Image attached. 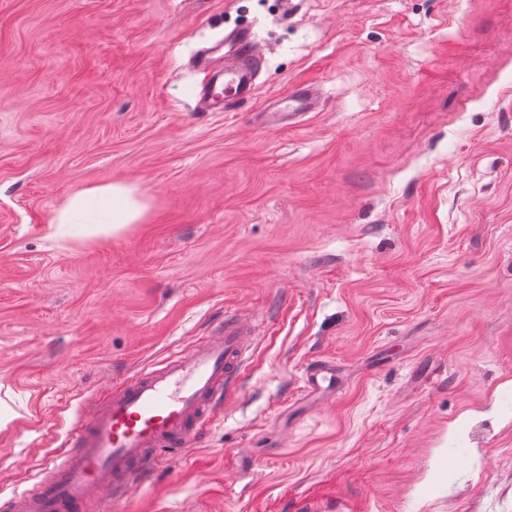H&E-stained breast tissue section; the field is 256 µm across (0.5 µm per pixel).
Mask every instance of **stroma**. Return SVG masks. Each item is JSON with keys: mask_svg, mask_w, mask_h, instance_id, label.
Segmentation results:
<instances>
[{"mask_svg": "<svg viewBox=\"0 0 512 512\" xmlns=\"http://www.w3.org/2000/svg\"><path fill=\"white\" fill-rule=\"evenodd\" d=\"M239 28L258 93L199 111ZM109 182L143 223L49 239ZM225 311L266 322L238 393L100 512H512V0H0V488ZM316 103L315 86L309 83L299 84L288 93V98L283 102H270L262 115L265 120L291 125L301 121L308 112L314 111Z\"/></svg>", "mask_w": 512, "mask_h": 512, "instance_id": "35a3bbf8", "label": "stroma"}]
</instances>
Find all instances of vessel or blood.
I'll return each mask as SVG.
<instances>
[{"instance_id": "1", "label": "vessel or blood", "mask_w": 512, "mask_h": 512, "mask_svg": "<svg viewBox=\"0 0 512 512\" xmlns=\"http://www.w3.org/2000/svg\"><path fill=\"white\" fill-rule=\"evenodd\" d=\"M228 53L202 49L197 64L209 79L196 93L199 107L223 111L226 102L248 101L257 90L263 58L250 33L225 35ZM312 84L296 85L284 101L269 103L265 119L294 124L314 111ZM256 341L254 328L238 312H225L215 333L141 369L107 399L82 410L64 452L50 456L37 481L5 497L7 512H91L110 479L125 493L142 471L163 455H176L197 442L216 410L236 389L246 356Z\"/></svg>"}]
</instances>
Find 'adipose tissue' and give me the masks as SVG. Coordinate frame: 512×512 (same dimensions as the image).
Returning a JSON list of instances; mask_svg holds the SVG:
<instances>
[{
  "instance_id": "1",
  "label": "adipose tissue",
  "mask_w": 512,
  "mask_h": 512,
  "mask_svg": "<svg viewBox=\"0 0 512 512\" xmlns=\"http://www.w3.org/2000/svg\"><path fill=\"white\" fill-rule=\"evenodd\" d=\"M147 210V202L136 185H92L70 194L50 224L54 235L96 240L140 223Z\"/></svg>"
}]
</instances>
